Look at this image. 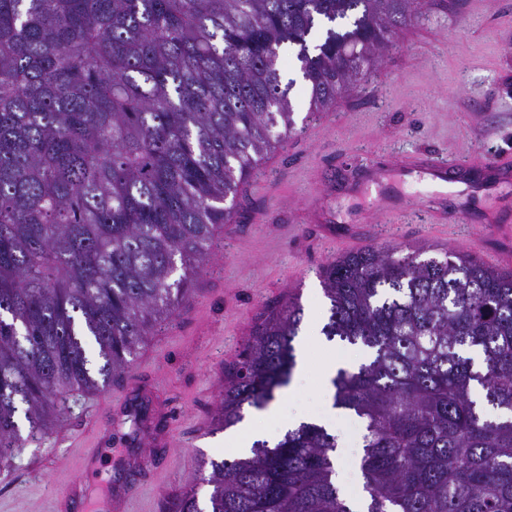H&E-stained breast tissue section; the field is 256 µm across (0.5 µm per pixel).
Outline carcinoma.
Returning a JSON list of instances; mask_svg holds the SVG:
<instances>
[{
  "instance_id": "carcinoma-1",
  "label": "carcinoma",
  "mask_w": 512,
  "mask_h": 512,
  "mask_svg": "<svg viewBox=\"0 0 512 512\" xmlns=\"http://www.w3.org/2000/svg\"><path fill=\"white\" fill-rule=\"evenodd\" d=\"M426 0H0V460L58 397L119 377L191 298L251 174L376 66ZM321 332L368 360L332 379L363 424L367 512H512V273L376 246L320 270ZM304 318L265 313L224 384L227 430L296 366ZM94 341L97 359L87 355ZM336 435L302 423L211 461L171 512H354Z\"/></svg>"
}]
</instances>
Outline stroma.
I'll return each instance as SVG.
<instances>
[{"mask_svg":"<svg viewBox=\"0 0 512 512\" xmlns=\"http://www.w3.org/2000/svg\"><path fill=\"white\" fill-rule=\"evenodd\" d=\"M430 0L360 87L308 119L309 91L290 97L297 132L244 186L236 223L193 296L141 345L131 367L104 390L63 396L52 430L0 464V512H55V496L85 478L80 460L111 469L113 496L140 487L138 512H166L200 483L221 447L216 413L224 374L264 308L298 298L305 317L326 321L318 269L374 244L453 249L474 258L512 254L482 218L493 205L512 225V184L495 182L466 205L471 223L364 224L374 187L353 192L357 170L388 156L512 160V0Z\"/></svg>","mask_w":512,"mask_h":512,"instance_id":"obj_1","label":"stroma"}]
</instances>
